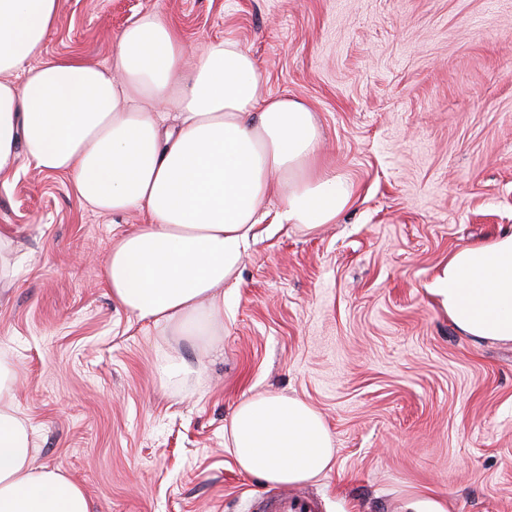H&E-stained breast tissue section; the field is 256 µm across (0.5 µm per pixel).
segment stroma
I'll list each match as a JSON object with an SVG mask.
<instances>
[{"label": "stroma", "mask_w": 512, "mask_h": 512, "mask_svg": "<svg viewBox=\"0 0 512 512\" xmlns=\"http://www.w3.org/2000/svg\"><path fill=\"white\" fill-rule=\"evenodd\" d=\"M160 11L194 52L236 41L263 92L305 100L321 152L356 194L313 231L264 220L210 348L113 303L103 267L145 217L83 206L68 177L20 160L0 177V349L38 464L93 512H249L306 495L322 512H394L432 488L452 512H512V344L459 335L428 289L450 253L512 228V0H61L44 58L108 64ZM177 353L201 371L164 383ZM318 410L330 472L288 488L227 446L241 399Z\"/></svg>", "instance_id": "stroma-1"}]
</instances>
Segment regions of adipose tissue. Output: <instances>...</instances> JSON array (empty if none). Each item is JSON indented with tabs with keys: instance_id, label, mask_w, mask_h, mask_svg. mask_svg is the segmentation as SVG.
<instances>
[{
	"instance_id": "adipose-tissue-1",
	"label": "adipose tissue",
	"mask_w": 512,
	"mask_h": 512,
	"mask_svg": "<svg viewBox=\"0 0 512 512\" xmlns=\"http://www.w3.org/2000/svg\"><path fill=\"white\" fill-rule=\"evenodd\" d=\"M60 0H0V175L20 158L70 179L105 215L143 212L119 234L103 268L114 303L138 320L210 340L224 327L225 284H236L254 229L275 220L304 230L335 223L354 184L320 156L310 106L264 95L255 59L210 42L193 67L179 31L158 11L120 33L107 65L44 59ZM179 123L166 130V110ZM460 335L512 344V230L451 253L431 285ZM228 445L244 473L299 485L330 471L335 442L302 399H242ZM21 414L16 366L0 353V512H92L84 489L37 464Z\"/></svg>"
}]
</instances>
